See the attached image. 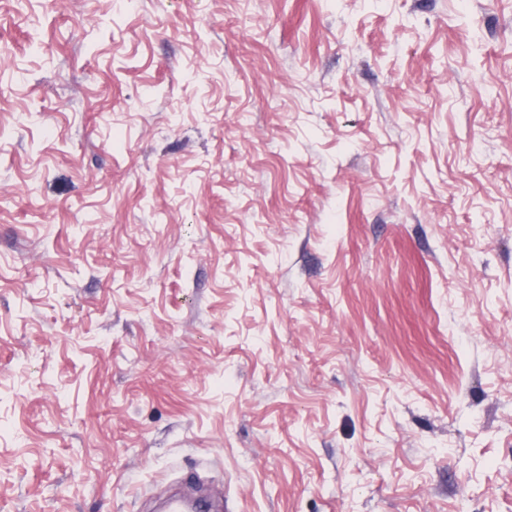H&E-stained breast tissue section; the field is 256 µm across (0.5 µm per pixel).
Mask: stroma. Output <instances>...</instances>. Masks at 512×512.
Wrapping results in <instances>:
<instances>
[{
	"label": "stroma",
	"mask_w": 512,
	"mask_h": 512,
	"mask_svg": "<svg viewBox=\"0 0 512 512\" xmlns=\"http://www.w3.org/2000/svg\"><path fill=\"white\" fill-rule=\"evenodd\" d=\"M512 512V0H0V512Z\"/></svg>",
	"instance_id": "35a3bbf8"
}]
</instances>
